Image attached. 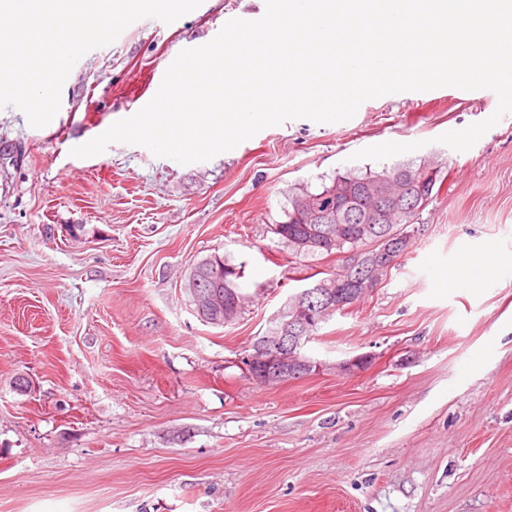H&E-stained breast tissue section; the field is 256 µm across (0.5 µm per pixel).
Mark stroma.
Instances as JSON below:
<instances>
[{
    "label": "stroma",
    "instance_id": "35a3bbf8",
    "mask_svg": "<svg viewBox=\"0 0 512 512\" xmlns=\"http://www.w3.org/2000/svg\"><path fill=\"white\" fill-rule=\"evenodd\" d=\"M265 0H203L86 53L52 122L0 109V512H512V113L470 149L442 134L494 92L440 87L294 119L182 165L142 145L72 148L157 93L186 42ZM433 161L442 184L379 287L307 344L328 370L261 384L244 360L335 256L273 233L294 187ZM504 266L444 283L465 254ZM244 266L234 325L200 320L184 282ZM367 354L342 376L331 363Z\"/></svg>",
    "mask_w": 512,
    "mask_h": 512
}]
</instances>
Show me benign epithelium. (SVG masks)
<instances>
[{
    "label": "benign epithelium",
    "mask_w": 512,
    "mask_h": 512,
    "mask_svg": "<svg viewBox=\"0 0 512 512\" xmlns=\"http://www.w3.org/2000/svg\"><path fill=\"white\" fill-rule=\"evenodd\" d=\"M327 211L336 214L338 225H320L309 230V234L293 241V253L300 256L325 240L335 242L341 236V222L346 220V209L331 203ZM415 230L398 229L377 242L373 253L351 249L341 252L346 259H353L359 271L354 282L355 291L369 293L379 286L372 276L373 269L390 268L408 250ZM233 280L224 278V285H212L191 273L185 283L196 314L204 322L216 327H226L235 323L240 311L245 307V299L231 288ZM344 284L337 277H324L313 288L304 289L288 299L287 310L276 317L274 330L270 336H262L255 343V352L247 358V367L257 368V380L273 383L288 380L291 376L311 375L323 370L326 364L308 356L305 347L310 341L313 326L343 307L348 296L343 294ZM371 362L368 355H356L336 362V373L354 375L363 371Z\"/></svg>",
    "instance_id": "7a95c632"
}]
</instances>
